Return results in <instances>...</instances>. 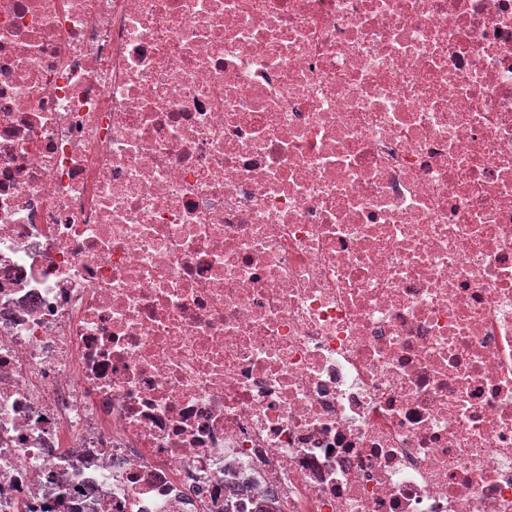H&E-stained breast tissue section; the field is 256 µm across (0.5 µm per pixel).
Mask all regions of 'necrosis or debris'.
<instances>
[{
    "instance_id": "necrosis-or-debris-1",
    "label": "necrosis or debris",
    "mask_w": 512,
    "mask_h": 512,
    "mask_svg": "<svg viewBox=\"0 0 512 512\" xmlns=\"http://www.w3.org/2000/svg\"><path fill=\"white\" fill-rule=\"evenodd\" d=\"M512 512V0H0V512Z\"/></svg>"
}]
</instances>
